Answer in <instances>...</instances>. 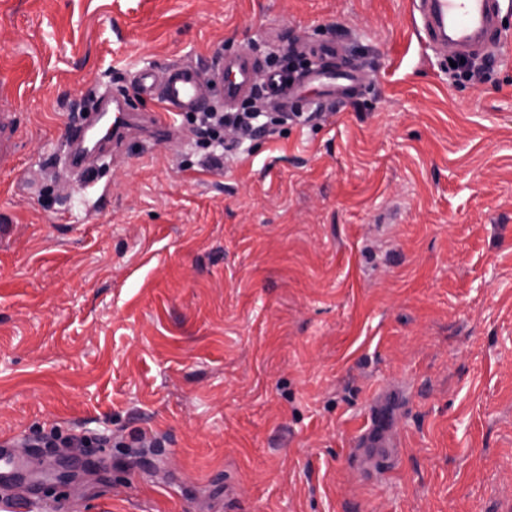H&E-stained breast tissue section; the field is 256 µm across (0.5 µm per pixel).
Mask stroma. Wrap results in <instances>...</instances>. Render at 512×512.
I'll use <instances>...</instances> for the list:
<instances>
[{"label": "stroma", "instance_id": "1", "mask_svg": "<svg viewBox=\"0 0 512 512\" xmlns=\"http://www.w3.org/2000/svg\"><path fill=\"white\" fill-rule=\"evenodd\" d=\"M337 42L362 88L202 168L193 125L85 177L58 149L130 74ZM0 439L103 447L60 512H512V42L470 77L412 0H0ZM394 466L354 436L382 389ZM169 457L133 448L138 433ZM21 131L14 112L0 109V163L3 157L13 156L19 147ZM91 439L85 435L67 434L63 435L58 429H52L51 434L48 436H42L38 442L42 444L43 448H33V452L36 455L50 456L52 455L46 448H62L71 445L84 447L90 444Z\"/></svg>", "mask_w": 512, "mask_h": 512}]
</instances>
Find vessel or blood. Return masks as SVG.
Segmentation results:
<instances>
[{
	"label": "vessel or blood",
	"instance_id": "1",
	"mask_svg": "<svg viewBox=\"0 0 512 512\" xmlns=\"http://www.w3.org/2000/svg\"><path fill=\"white\" fill-rule=\"evenodd\" d=\"M413 9L419 30L435 53L451 49L457 55L470 56L484 52L497 55L502 51L501 0H413ZM315 53L321 58V65L304 70L294 79H287L280 72L270 73L266 82L269 96L280 100L288 109L309 89L316 90L328 102L356 97L362 76L354 69L334 65L338 55L336 46L320 45ZM257 67V58L249 55L227 56L220 62L213 80L220 86L219 101L225 108L235 107L252 94ZM132 82L139 95L157 101V111L134 112L127 100L101 94L99 107L83 130L64 136V157L72 169L85 170L98 160V153L84 150L93 135H100L102 142L111 144L113 153L117 154L136 134L157 142L175 138L176 117L202 112L210 106L198 75L178 64L162 70L143 66L133 72ZM20 139L14 113L0 109V158L14 155ZM17 478L12 450L8 443L0 441V512H51L50 498L18 494Z\"/></svg>",
	"mask_w": 512,
	"mask_h": 512
}]
</instances>
